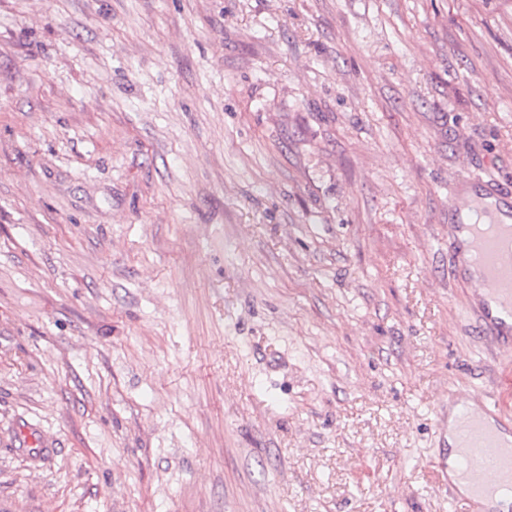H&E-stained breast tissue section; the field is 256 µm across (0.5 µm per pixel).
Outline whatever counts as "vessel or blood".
Wrapping results in <instances>:
<instances>
[{
  "label": "vessel or blood",
  "mask_w": 512,
  "mask_h": 512,
  "mask_svg": "<svg viewBox=\"0 0 512 512\" xmlns=\"http://www.w3.org/2000/svg\"><path fill=\"white\" fill-rule=\"evenodd\" d=\"M480 205L454 204L456 218L448 226L453 238L467 237V257L455 261L454 272L465 286H478L471 307L482 334L501 346L512 345V192L482 181ZM503 414L498 400L490 399L479 411L462 408L461 447L455 469L470 487L468 500H455L458 512H486L484 500L512 499V441L486 425ZM494 467L496 485H486L484 472Z\"/></svg>",
  "instance_id": "b4317fda"
}]
</instances>
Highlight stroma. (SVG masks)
<instances>
[{
	"label": "stroma",
	"instance_id": "obj_1",
	"mask_svg": "<svg viewBox=\"0 0 512 512\" xmlns=\"http://www.w3.org/2000/svg\"><path fill=\"white\" fill-rule=\"evenodd\" d=\"M468 176L512 0H0V512H454Z\"/></svg>",
	"mask_w": 512,
	"mask_h": 512
}]
</instances>
